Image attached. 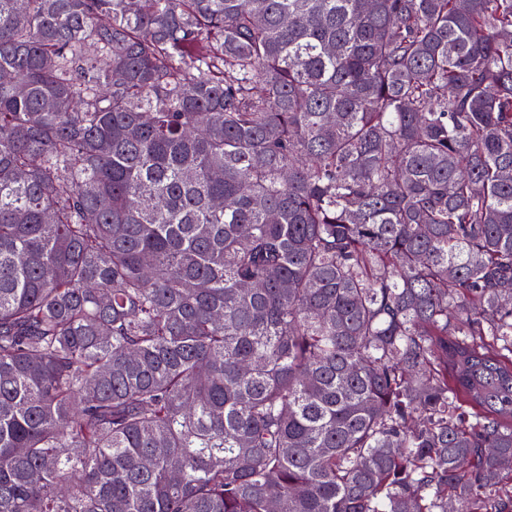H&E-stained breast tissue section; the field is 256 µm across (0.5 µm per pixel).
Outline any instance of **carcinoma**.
<instances>
[{"mask_svg":"<svg viewBox=\"0 0 512 512\" xmlns=\"http://www.w3.org/2000/svg\"><path fill=\"white\" fill-rule=\"evenodd\" d=\"M0 512H512V0H0Z\"/></svg>","mask_w":512,"mask_h":512,"instance_id":"1","label":"carcinoma"}]
</instances>
